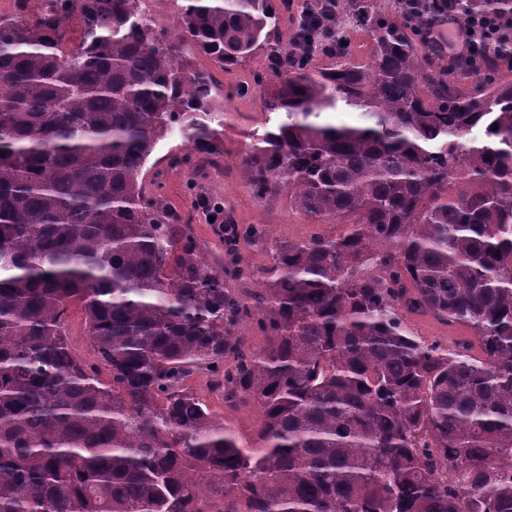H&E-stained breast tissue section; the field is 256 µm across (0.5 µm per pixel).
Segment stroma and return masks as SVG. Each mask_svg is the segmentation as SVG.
<instances>
[{"mask_svg":"<svg viewBox=\"0 0 512 512\" xmlns=\"http://www.w3.org/2000/svg\"><path fill=\"white\" fill-rule=\"evenodd\" d=\"M263 65V59L256 57L232 70L216 72L215 77L224 91L210 100L206 123L220 154L216 157L196 154L203 173L187 167L168 168L171 154L190 149L177 129L156 144L144 169L146 190H153L154 179H161L164 204L174 218L185 223L188 234L203 248L206 257L219 262L224 259V237L217 233L208 213L200 206L199 200L203 197L223 203L236 224L261 227L269 237L283 241L326 236L337 230L333 224L310 223L305 215L289 208L286 197L255 198L239 179L236 165L249 149L252 135L263 133L279 121L278 113L262 110L260 93L254 86L253 74ZM402 318L408 332L424 344H437L451 350L465 344L470 355L481 354L473 330L465 324L447 323L430 315L407 311ZM189 385L206 400L212 412L223 416L243 438H251L259 430L261 416L253 404L227 408L223 397L211 392L208 379L202 375L192 378Z\"/></svg>","mask_w":512,"mask_h":512,"instance_id":"35a3bbf8","label":"stroma"}]
</instances>
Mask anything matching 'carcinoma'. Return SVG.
Returning a JSON list of instances; mask_svg holds the SVG:
<instances>
[{
  "label": "carcinoma",
  "instance_id": "cac0c4a2",
  "mask_svg": "<svg viewBox=\"0 0 512 512\" xmlns=\"http://www.w3.org/2000/svg\"><path fill=\"white\" fill-rule=\"evenodd\" d=\"M144 2L0 16V512H512V41L436 75L401 0H334L301 28L334 59L318 67L284 49V0H176L168 27ZM448 13L512 21V0ZM188 43L223 71L263 54L262 109L282 120L240 180L344 232L254 227L270 266L236 238L211 264L147 196L173 128L214 148L216 81L182 65ZM340 104L367 124L323 119ZM73 306L108 384L72 351ZM402 309L469 325L483 357L418 342ZM244 324L262 351L241 349ZM197 373L257 407V443L187 386ZM353 53L360 63H368L373 52V41L363 26H355L351 33Z\"/></svg>",
  "mask_w": 512,
  "mask_h": 512
}]
</instances>
